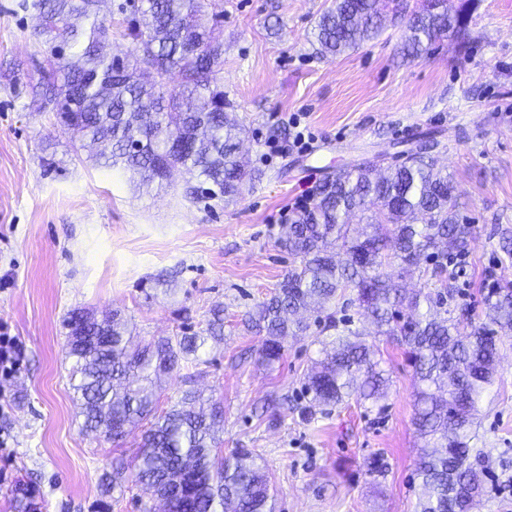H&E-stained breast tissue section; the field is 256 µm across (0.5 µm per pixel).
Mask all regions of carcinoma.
<instances>
[{"label": "carcinoma", "mask_w": 512, "mask_h": 512, "mask_svg": "<svg viewBox=\"0 0 512 512\" xmlns=\"http://www.w3.org/2000/svg\"><path fill=\"white\" fill-rule=\"evenodd\" d=\"M474 0L448 13V0H333L314 28L323 57H335L378 36L388 14L406 21L404 52L417 57L439 40L453 37L467 47ZM210 0H131L124 37L133 47L99 50L109 24L93 0H32L41 33L61 38L38 63V94L53 105L57 124L101 147L92 155L105 168L130 175L150 191L169 184L163 167L186 174V198L194 203L236 200L260 178L239 152L245 128L221 83L223 53L211 51L221 14ZM170 75L172 93L144 77L145 61ZM430 136L409 147L394 164L362 162L326 177L312 203L282 225L278 244L297 260L258 305L248 324L264 336L260 359L279 361L288 336H304L310 324L301 312L319 307L321 331H336L323 357L307 375L309 404L303 416L354 398L378 402L388 378L373 346L351 316L336 318V302L355 305L371 319L376 335L403 349L413 367L414 425L427 439L415 474L420 480L417 512H471L484 496L488 475L471 446L473 412L492 386L502 338L512 335V287L493 288L484 299L485 321L474 325L453 315L459 296L448 260L466 250L471 225L459 215L448 172L436 167ZM369 213L368 224L351 234L350 217ZM402 279L435 281L433 291L409 294ZM68 336L100 329L112 337L104 349L67 341L72 387L80 400L83 428L116 442L153 418L132 461L133 481L152 490L167 512H275L266 465L247 448L224 453L217 432L221 406L187 391L169 410L156 414L161 376L200 360L208 341L224 339L223 310L206 328L131 346V332L116 312L99 318L76 309ZM123 478L122 462L103 479L111 496Z\"/></svg>", "instance_id": "cac0c4a2"}]
</instances>
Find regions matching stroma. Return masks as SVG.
<instances>
[{"mask_svg":"<svg viewBox=\"0 0 512 512\" xmlns=\"http://www.w3.org/2000/svg\"><path fill=\"white\" fill-rule=\"evenodd\" d=\"M20 2L0 0V336L16 337L25 352L16 376L0 379V468L17 478L0 484V512H30L20 483L40 492L41 512H106L101 473L139 450L140 430L112 443L81 429L65 356L72 309L121 310L140 340L204 329L217 306L223 341L164 377L160 410L189 388L219 400L225 451L263 457L277 512H415L423 441L401 350L370 339L389 376L383 400L352 399L305 419L298 408L321 348L318 327L289 337L268 366L245 319L293 268L279 228L327 173L430 133L472 226L456 313L484 322L491 284L512 283V257L498 248L499 230L512 228V0H479L467 54L446 38L414 60L402 58L405 27L391 20L377 39L321 56L312 32L330 0H219L224 91L263 176L209 209L184 197L181 173L166 191H139L123 171L75 149L32 93V61L49 44L36 11ZM275 395L287 405L260 420ZM477 434L491 475L475 512H512L510 338L479 402ZM373 455L387 462L376 477L364 466Z\"/></svg>","mask_w":512,"mask_h":512,"instance_id":"stroma-1","label":"stroma"}]
</instances>
